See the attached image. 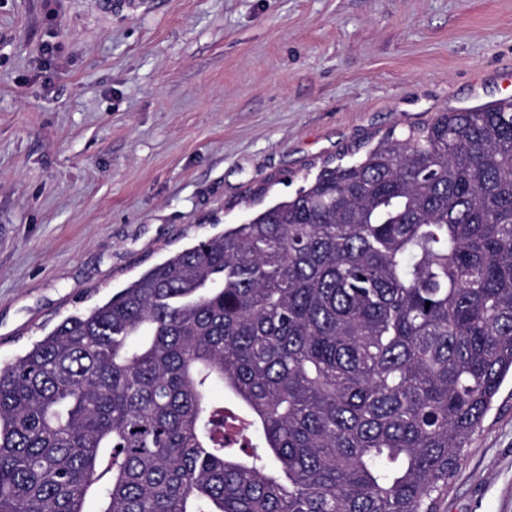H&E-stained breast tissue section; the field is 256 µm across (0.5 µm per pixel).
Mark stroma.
<instances>
[{"instance_id": "35a3bbf8", "label": "stroma", "mask_w": 512, "mask_h": 512, "mask_svg": "<svg viewBox=\"0 0 512 512\" xmlns=\"http://www.w3.org/2000/svg\"><path fill=\"white\" fill-rule=\"evenodd\" d=\"M112 2L0 0V364L240 222L253 187L512 97V0ZM442 510L512 512L511 382Z\"/></svg>"}]
</instances>
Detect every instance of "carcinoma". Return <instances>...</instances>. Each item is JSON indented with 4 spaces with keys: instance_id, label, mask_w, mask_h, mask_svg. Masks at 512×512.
Segmentation results:
<instances>
[{
    "instance_id": "1",
    "label": "carcinoma",
    "mask_w": 512,
    "mask_h": 512,
    "mask_svg": "<svg viewBox=\"0 0 512 512\" xmlns=\"http://www.w3.org/2000/svg\"><path fill=\"white\" fill-rule=\"evenodd\" d=\"M351 154L0 366V512H441L512 374V98Z\"/></svg>"
}]
</instances>
